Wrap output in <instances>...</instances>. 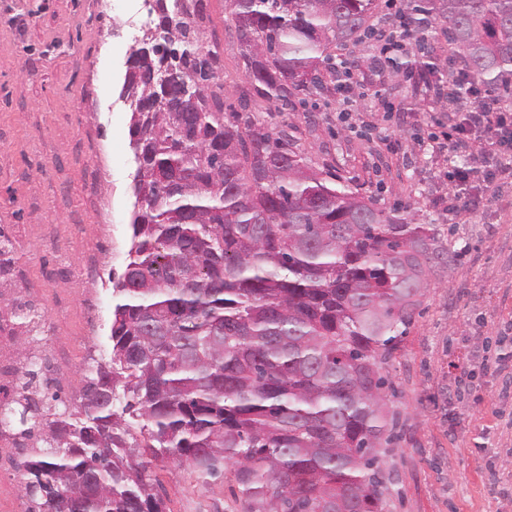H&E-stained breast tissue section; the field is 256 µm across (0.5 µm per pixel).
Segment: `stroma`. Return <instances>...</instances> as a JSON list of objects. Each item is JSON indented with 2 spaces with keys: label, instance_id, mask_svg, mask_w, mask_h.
Listing matches in <instances>:
<instances>
[{
  "label": "stroma",
  "instance_id": "stroma-1",
  "mask_svg": "<svg viewBox=\"0 0 512 512\" xmlns=\"http://www.w3.org/2000/svg\"><path fill=\"white\" fill-rule=\"evenodd\" d=\"M158 22L143 0L103 12L101 0H0V230L26 306L47 317L45 335L70 374L62 400L78 405L80 380L109 360L110 275L129 249L137 165L131 110L121 95L131 28ZM217 47L224 106L248 88L225 0L198 19ZM370 40L348 43L349 88L329 83L314 103L259 116L287 124L312 162L381 205L402 204L436 225L461 255L435 269L409 333L386 368L400 438L383 458L389 512H512V185L479 207L448 202V166L469 149L426 153L461 100L423 97L418 75L368 65ZM100 296L86 335L83 300ZM169 512H241L229 478L203 479L153 463Z\"/></svg>",
  "mask_w": 512,
  "mask_h": 512
}]
</instances>
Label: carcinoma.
I'll list each match as a JSON object with an SVG mask.
<instances>
[{
	"label": "carcinoma",
	"mask_w": 512,
	"mask_h": 512,
	"mask_svg": "<svg viewBox=\"0 0 512 512\" xmlns=\"http://www.w3.org/2000/svg\"><path fill=\"white\" fill-rule=\"evenodd\" d=\"M132 51L139 111L130 247L112 285L110 360L69 413L27 397L44 432L23 470L26 512H168L157 459L230 471L242 512H385L394 439L386 366L458 252L408 207L317 168L288 124L224 111L218 52L195 20ZM490 92L512 99V0H410ZM252 97L286 108L322 86L377 0H228ZM397 68L434 71L415 51Z\"/></svg>",
	"instance_id": "obj_1"
}]
</instances>
